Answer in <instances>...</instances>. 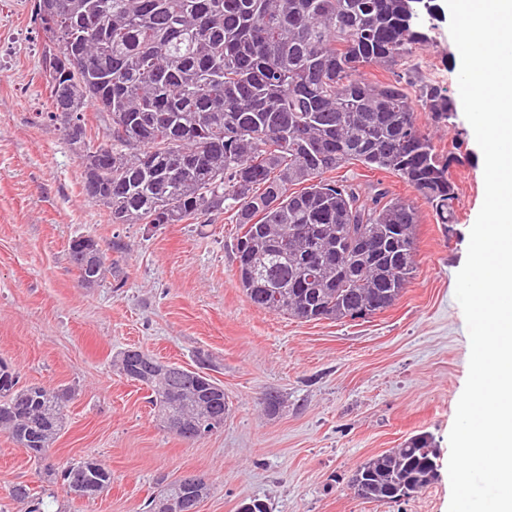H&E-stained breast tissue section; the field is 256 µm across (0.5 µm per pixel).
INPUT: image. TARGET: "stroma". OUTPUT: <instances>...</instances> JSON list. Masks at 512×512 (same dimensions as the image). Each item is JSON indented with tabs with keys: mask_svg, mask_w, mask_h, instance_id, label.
<instances>
[{
	"mask_svg": "<svg viewBox=\"0 0 512 512\" xmlns=\"http://www.w3.org/2000/svg\"><path fill=\"white\" fill-rule=\"evenodd\" d=\"M33 0H0V360L21 383L68 387L66 427L51 450L63 466L97 458L112 472L94 499L59 490L58 512H147L162 486L193 471L211 492L200 512H237L252 498L270 512H448V474L417 497L376 503L350 486L370 457L426 431L442 456L468 376L470 342L455 298L472 225L484 200L482 151L463 113L452 126L417 119L438 151L455 150V222L418 202L416 271L399 301L365 320L300 321L255 307L239 288L233 213L202 224H112L83 192V168L60 122L47 120L42 39ZM450 12L433 45L365 78L433 82L458 98L460 63ZM97 239L106 276L82 287L69 256ZM135 347L187 368L207 354L224 386V426L188 444L159 424L151 392L112 365ZM281 398L275 414L262 393ZM41 464L0 431V512H27L10 492L39 493Z\"/></svg>",
	"mask_w": 512,
	"mask_h": 512,
	"instance_id": "1",
	"label": "stroma"
}]
</instances>
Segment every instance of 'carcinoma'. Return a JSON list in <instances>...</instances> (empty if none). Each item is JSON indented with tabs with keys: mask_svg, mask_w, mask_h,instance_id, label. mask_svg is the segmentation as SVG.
Instances as JSON below:
<instances>
[{
	"mask_svg": "<svg viewBox=\"0 0 512 512\" xmlns=\"http://www.w3.org/2000/svg\"><path fill=\"white\" fill-rule=\"evenodd\" d=\"M35 0L51 114L83 167V190L113 224H185L234 212L239 287L256 307L304 321L366 319L400 299L415 269L420 213L380 185L364 195L325 174L349 163L398 176L438 223H452L455 152L438 153L417 123L407 82H372L363 68H394L430 41L410 0ZM418 102L451 125L455 103L436 83ZM106 128L88 131L86 112ZM366 236L379 254L347 251ZM69 255L87 287L105 275L84 239ZM141 383L171 434L228 410L224 385L199 367ZM70 388L20 384L0 360V430L34 457L66 424ZM433 435L414 434L361 463L351 487L368 502H397L434 483ZM89 492L112 483L95 458L69 464L50 486Z\"/></svg>",
	"mask_w": 512,
	"mask_h": 512,
	"instance_id": "obj_1",
	"label": "carcinoma"
}]
</instances>
